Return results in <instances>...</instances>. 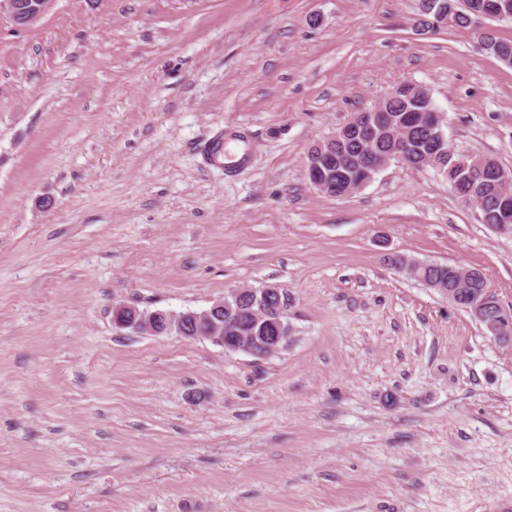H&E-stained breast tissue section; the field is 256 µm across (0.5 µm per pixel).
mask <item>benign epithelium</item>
Here are the masks:
<instances>
[{"instance_id":"1","label":"benign epithelium","mask_w":512,"mask_h":512,"mask_svg":"<svg viewBox=\"0 0 512 512\" xmlns=\"http://www.w3.org/2000/svg\"><path fill=\"white\" fill-rule=\"evenodd\" d=\"M49 0H0L5 12L18 25H27L40 17ZM474 315L491 336L512 342V316L503 309H474ZM114 323L133 333L160 335L176 333L188 339H206L226 351L246 352L266 357L279 351L290 333L288 313L282 305V293L275 287L235 288L224 298L202 311L172 313L143 312L121 305L114 310Z\"/></svg>"}]
</instances>
